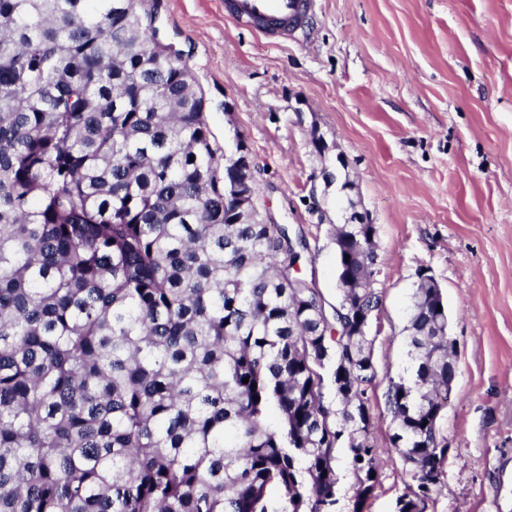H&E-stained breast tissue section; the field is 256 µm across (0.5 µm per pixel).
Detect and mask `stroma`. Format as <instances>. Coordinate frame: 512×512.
Segmentation results:
<instances>
[{"instance_id": "obj_1", "label": "stroma", "mask_w": 512, "mask_h": 512, "mask_svg": "<svg viewBox=\"0 0 512 512\" xmlns=\"http://www.w3.org/2000/svg\"><path fill=\"white\" fill-rule=\"evenodd\" d=\"M156 25L188 59L218 146L246 137L263 218L304 228V272L328 301L333 225L358 210L375 226L384 303L367 397L382 453L365 512H394L409 483L382 394L407 366L401 330L421 270L458 342L440 422L450 451L426 512H512V0H316L308 38L279 47L224 0H161Z\"/></svg>"}]
</instances>
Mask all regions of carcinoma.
Returning a JSON list of instances; mask_svg holds the SVG:
<instances>
[{
    "instance_id": "carcinoma-1",
    "label": "carcinoma",
    "mask_w": 512,
    "mask_h": 512,
    "mask_svg": "<svg viewBox=\"0 0 512 512\" xmlns=\"http://www.w3.org/2000/svg\"><path fill=\"white\" fill-rule=\"evenodd\" d=\"M144 2L0 0V512H363L375 227H335L356 287L330 321L303 231L224 203L203 91ZM403 332L395 512H424L456 340L422 277Z\"/></svg>"
}]
</instances>
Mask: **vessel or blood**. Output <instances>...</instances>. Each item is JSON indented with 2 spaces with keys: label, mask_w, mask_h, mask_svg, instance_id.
<instances>
[{
  "label": "vessel or blood",
  "mask_w": 512,
  "mask_h": 512,
  "mask_svg": "<svg viewBox=\"0 0 512 512\" xmlns=\"http://www.w3.org/2000/svg\"><path fill=\"white\" fill-rule=\"evenodd\" d=\"M314 9L315 0H224L225 13L236 23L274 45L306 32Z\"/></svg>",
  "instance_id": "1"
}]
</instances>
